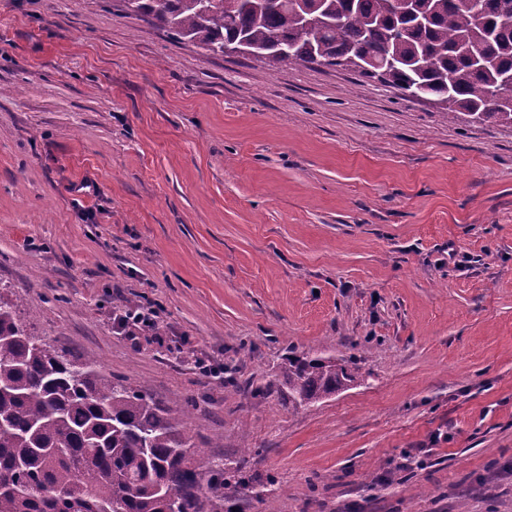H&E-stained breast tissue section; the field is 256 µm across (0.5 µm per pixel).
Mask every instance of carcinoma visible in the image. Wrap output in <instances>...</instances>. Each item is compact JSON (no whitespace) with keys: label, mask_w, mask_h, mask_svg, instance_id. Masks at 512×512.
Here are the masks:
<instances>
[{"label":"carcinoma","mask_w":512,"mask_h":512,"mask_svg":"<svg viewBox=\"0 0 512 512\" xmlns=\"http://www.w3.org/2000/svg\"><path fill=\"white\" fill-rule=\"evenodd\" d=\"M212 55L244 41L278 64L319 62L408 99L512 128V0H124ZM493 105L496 111L485 108ZM288 399L315 405L364 381L357 363L288 355ZM189 416L35 335L0 294V512H224L225 486L254 478L205 455Z\"/></svg>","instance_id":"obj_1"}]
</instances>
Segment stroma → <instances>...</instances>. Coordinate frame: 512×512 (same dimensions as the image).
I'll return each mask as SVG.
<instances>
[{
    "label": "stroma",
    "mask_w": 512,
    "mask_h": 512,
    "mask_svg": "<svg viewBox=\"0 0 512 512\" xmlns=\"http://www.w3.org/2000/svg\"><path fill=\"white\" fill-rule=\"evenodd\" d=\"M0 287L102 375L199 400L193 442L277 512H512V128L119 0H0ZM146 299L162 340L116 332ZM289 352L365 380L293 407Z\"/></svg>",
    "instance_id": "35a3bbf8"
}]
</instances>
